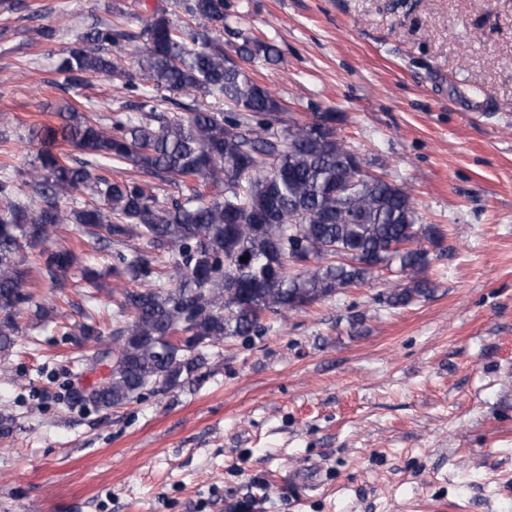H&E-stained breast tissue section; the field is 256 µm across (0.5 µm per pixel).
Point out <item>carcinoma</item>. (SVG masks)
I'll return each instance as SVG.
<instances>
[{"instance_id":"obj_1","label":"carcinoma","mask_w":512,"mask_h":512,"mask_svg":"<svg viewBox=\"0 0 512 512\" xmlns=\"http://www.w3.org/2000/svg\"><path fill=\"white\" fill-rule=\"evenodd\" d=\"M179 8L184 19L163 9L138 32L99 23L59 54L63 89L87 74L122 81L128 112L100 118L65 107L58 123L31 130L39 145L31 168L0 177V351L14 346L20 319L46 316L26 291L32 272L60 300L74 266L94 291L106 277L125 284L112 314L119 327L103 353L109 376L83 396L97 409L124 406L149 387L178 389L200 377L224 339L259 336L268 317L286 319L369 282L375 271L359 265L364 255L400 276L380 294L384 304L404 307L435 291L417 243L442 233L419 223L405 187L360 179L332 112L276 129L280 101L221 41L224 0H179ZM124 44L135 47L142 79L171 96L130 78L111 56ZM234 52L245 65L276 58L259 39ZM176 95L222 99L225 110ZM167 102L183 111H163ZM59 144L71 151H55ZM114 163L141 177L112 178ZM153 178L195 186L162 203ZM77 195L86 196L82 206L63 205ZM63 224L78 225L87 250H109L110 264L100 269L83 252L51 248ZM130 239L144 247L120 250ZM99 315L83 312L82 335H101Z\"/></svg>"}]
</instances>
